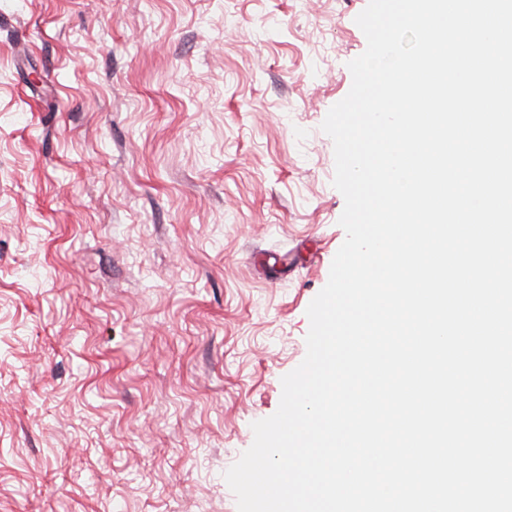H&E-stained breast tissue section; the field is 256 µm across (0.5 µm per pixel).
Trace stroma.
Masks as SVG:
<instances>
[{"label": "stroma", "instance_id": "35a3bbf8", "mask_svg": "<svg viewBox=\"0 0 512 512\" xmlns=\"http://www.w3.org/2000/svg\"><path fill=\"white\" fill-rule=\"evenodd\" d=\"M368 0H0V512H237L346 233Z\"/></svg>", "mask_w": 512, "mask_h": 512}]
</instances>
